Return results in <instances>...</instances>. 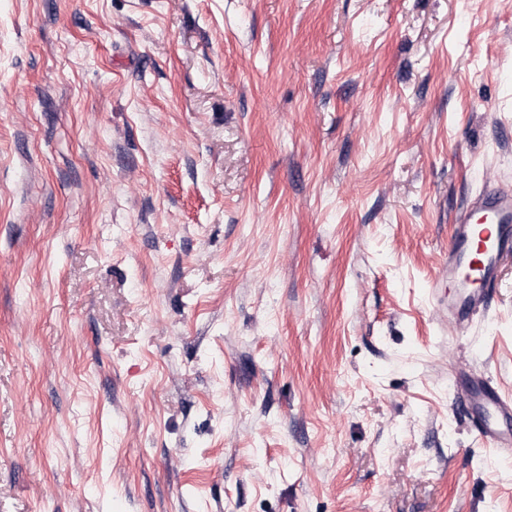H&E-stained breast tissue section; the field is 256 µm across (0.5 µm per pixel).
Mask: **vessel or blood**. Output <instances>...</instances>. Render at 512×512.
Instances as JSON below:
<instances>
[{
    "mask_svg": "<svg viewBox=\"0 0 512 512\" xmlns=\"http://www.w3.org/2000/svg\"><path fill=\"white\" fill-rule=\"evenodd\" d=\"M512 259V189L487 190L459 211L448 244L441 280L448 283V326L467 332L488 304L502 263ZM459 410L471 414L482 441L512 458V399L483 372L469 370L456 396Z\"/></svg>",
    "mask_w": 512,
    "mask_h": 512,
    "instance_id": "1",
    "label": "vessel or blood"
}]
</instances>
